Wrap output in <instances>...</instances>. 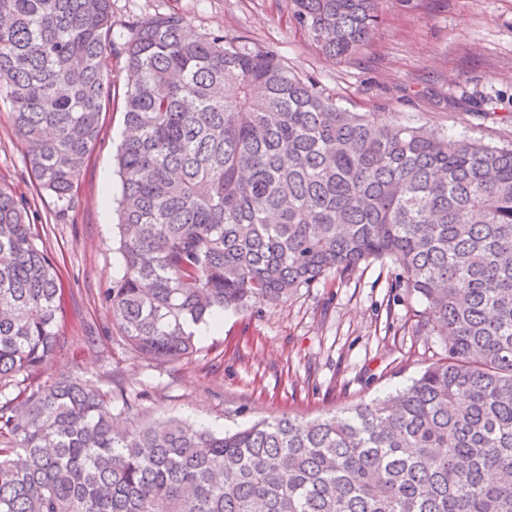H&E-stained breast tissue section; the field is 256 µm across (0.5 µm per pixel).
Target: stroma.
<instances>
[{
  "mask_svg": "<svg viewBox=\"0 0 512 512\" xmlns=\"http://www.w3.org/2000/svg\"><path fill=\"white\" fill-rule=\"evenodd\" d=\"M378 12L368 48L340 62L290 24L288 0H112L115 46L105 69L123 88L128 25L178 13L201 35L219 32L239 46L277 51L289 70L317 78L350 111L511 146L512 0H378ZM10 112V102L0 99V186L29 203L30 221L67 289L61 345L39 381L63 373L104 389L120 384L142 392L140 418L176 417L221 433L260 418L309 420L371 402L445 357L442 337L418 324L420 298L394 289L398 270L374 262L289 298L222 313L217 329L197 334L188 358H137L98 301L100 289L123 272L114 229L123 112L105 114L66 208L37 190ZM91 332L100 343L88 342Z\"/></svg>",
  "mask_w": 512,
  "mask_h": 512,
  "instance_id": "1",
  "label": "stroma"
}]
</instances>
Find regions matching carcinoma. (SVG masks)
<instances>
[{
  "instance_id": "obj_1",
  "label": "carcinoma",
  "mask_w": 512,
  "mask_h": 512,
  "mask_svg": "<svg viewBox=\"0 0 512 512\" xmlns=\"http://www.w3.org/2000/svg\"><path fill=\"white\" fill-rule=\"evenodd\" d=\"M332 59L371 43L377 0H288ZM115 160L123 274L101 302L139 357L194 327L371 262L400 269L448 355L405 388L311 420L216 434L120 421L139 396L62 376L64 288L0 187V512H512V147L351 112L270 48L177 14L124 43ZM112 0H0V97L39 188L65 205L116 87Z\"/></svg>"
}]
</instances>
